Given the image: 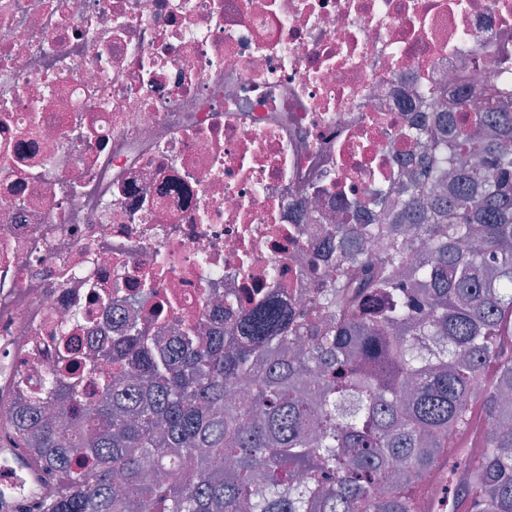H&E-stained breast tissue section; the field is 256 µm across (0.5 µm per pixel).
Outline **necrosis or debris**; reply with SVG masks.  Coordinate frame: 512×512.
I'll list each match as a JSON object with an SVG mask.
<instances>
[{
  "label": "necrosis or debris",
  "instance_id": "4bbe7bcc",
  "mask_svg": "<svg viewBox=\"0 0 512 512\" xmlns=\"http://www.w3.org/2000/svg\"><path fill=\"white\" fill-rule=\"evenodd\" d=\"M501 84L512 0H0V410L131 309L163 344L223 300L304 311L326 217L394 187L417 89Z\"/></svg>",
  "mask_w": 512,
  "mask_h": 512
}]
</instances>
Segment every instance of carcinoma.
Segmentation results:
<instances>
[{
	"label": "carcinoma",
	"mask_w": 512,
	"mask_h": 512,
	"mask_svg": "<svg viewBox=\"0 0 512 512\" xmlns=\"http://www.w3.org/2000/svg\"><path fill=\"white\" fill-rule=\"evenodd\" d=\"M454 113L406 134L427 168L373 222L329 225L304 313L270 297L167 348L133 318L108 374L48 379L54 415L10 407L0 441L50 474L40 512H420L443 460L453 512H512V88Z\"/></svg>",
	"instance_id": "obj_1"
}]
</instances>
